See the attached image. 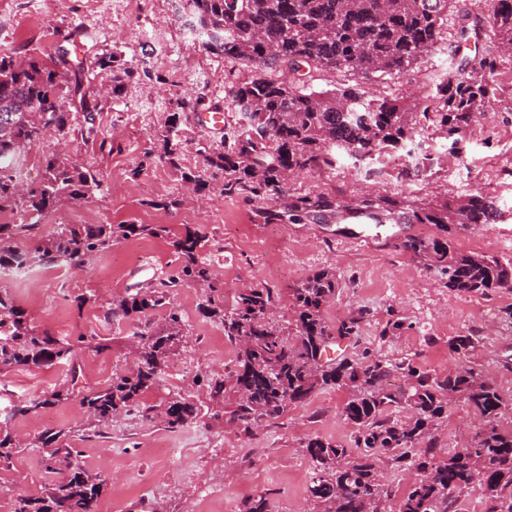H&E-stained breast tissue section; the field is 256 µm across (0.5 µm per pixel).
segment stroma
Listing matches in <instances>:
<instances>
[{
  "instance_id": "35a3bbf8",
  "label": "stroma",
  "mask_w": 512,
  "mask_h": 512,
  "mask_svg": "<svg viewBox=\"0 0 512 512\" xmlns=\"http://www.w3.org/2000/svg\"><path fill=\"white\" fill-rule=\"evenodd\" d=\"M478 0H455L443 24L436 47L407 69L386 77L338 70L314 72L315 90L355 86L363 92L408 102L424 97L435 75L466 65L476 54L495 57L492 83L496 102L492 110L471 127L463 144V157L448 155V140L435 129L417 137L422 154L431 158V175L409 180L405 186L421 197L457 198L483 189L498 199L504 214L494 224H480L457 234L453 245L464 253L485 254L512 263V55L501 53L490 25H483L481 47L463 46L464 16H480ZM87 28L82 49L66 39L76 26ZM27 45L33 54L54 57L67 54L83 76L100 84L92 62L95 56L115 52L134 68L135 76L120 97L104 101L97 113L96 134L84 139H60L46 133L20 148L21 178L32 186L44 178V154H75L92 162L102 186L84 204H62L40 216L41 235L17 239L18 247L35 251L42 234L59 224H165L173 232L199 229L206 237L202 255L218 277L225 305H232L240 288H269L278 293L275 321L287 332L296 329V314L289 297L291 288L312 272H335L339 290L324 318L336 327L358 310L368 313L357 341H333L325 360H339L368 349L391 363H412L434 376H446L461 363L451 350L456 336L471 333L478 343L468 362L501 392L505 406L498 423L512 429V289L488 294L449 291L436 269L426 268L414 256L395 248L392 241L355 245L325 230L320 224H282L270 229L252 223L251 211L240 198L223 195V175L207 170L198 152L201 143L219 140L221 133L190 122L177 129L181 164L204 169L207 182L202 202L184 201L175 210L151 208V201L178 195L183 187L178 170L161 160L143 165L179 95L202 92L213 100L224 98L230 77H244L245 65L229 63L210 53L196 34V21L185 0H0V51ZM166 75L157 83L155 74ZM111 139L113 151L98 150L101 138ZM139 176H132V169ZM360 165L341 158L333 180L303 176L293 182L298 193L328 192L339 198L361 196L367 184L358 180ZM177 256L167 239L118 241L81 270L62 264L31 262V276L40 279L31 287L28 279L0 283L30 323L60 337L95 334L111 339L110 352L83 357L82 386L94 388L124 368L123 344L130 335V320L107 317L113 297L159 282L173 274ZM95 295L94 305L77 307L74 298ZM202 292L182 288L173 303L188 329L184 346L171 356L160 388L144 396L145 403L160 404L173 393L207 406L206 378L230 375L235 353L220 354L209 337H223L224 330L200 311ZM401 318V333L387 338L379 331L389 317ZM66 368L23 367L0 374V421L10 420L19 437L46 430L60 431L65 442L77 448L86 469L107 479L108 490L99 512H196L200 502L223 494L224 512H238L248 498L267 495L271 512H317L310 488L315 473L303 453L308 439L320 437L350 445L353 428L339 412L348 398L343 388L315 391L306 402L289 406L278 418L253 432L224 421L202 419L175 429L132 412L114 421L101 433L87 432L79 396L43 409L24 419H10L18 399L51 390L62 382ZM464 400L453 401L438 430L442 448L463 447L480 427ZM166 454H158V446ZM50 480L39 451L21 453L13 470L0 471V512H13L16 500L40 495Z\"/></svg>"
}]
</instances>
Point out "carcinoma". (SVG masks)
Segmentation results:
<instances>
[{
  "mask_svg": "<svg viewBox=\"0 0 512 512\" xmlns=\"http://www.w3.org/2000/svg\"><path fill=\"white\" fill-rule=\"evenodd\" d=\"M210 37L207 49L240 61L255 74L224 89V109L242 112L244 123L224 124L220 145L198 149L206 167L224 172L222 192L251 205L256 224H432L435 237L406 235L399 248L440 269L448 290L481 292L512 288V267L487 255L456 251L453 237L470 224H489L502 217L496 201L473 192L456 201H425L403 193L377 192L339 199L329 194L297 195L291 181L299 173L313 174L337 164L344 153L359 161L403 152L411 155L420 120L448 137L459 153L466 131L495 104L488 79L496 59L484 57L470 68L441 76L430 100L410 108L398 98L367 97L345 87L315 91L309 71L399 72L435 45L453 0H186ZM487 20L500 36L501 47L512 51V5L481 0ZM93 66L119 96L134 71L114 54L95 57ZM177 105L161 134L159 158L178 167V143L167 132L197 112L217 108L203 93L176 99ZM79 104L86 134H94L93 113L100 103L83 72L68 65L66 56L44 60L27 52L0 54V208L23 206L41 216L62 201L77 203L99 190L98 172L90 166L51 153L44 157V179L19 191L21 169L17 150L40 139L47 129L67 137L77 128L68 105ZM181 181L195 191L205 188L204 171L180 172ZM37 224H0V268L27 266L32 256L13 245L29 236ZM169 238L180 260L177 271L154 287L112 299L108 315L129 319L141 352L134 366L115 372L104 384L86 390L81 405L93 431L112 424L124 413L138 411L146 419L161 418L174 429L203 419L190 399L175 394L159 405L143 401L144 393L163 381L171 355L186 342L185 324L171 295L185 286L205 292L202 310L224 329L237 346V368L229 377L208 385L207 415L224 416L249 432L281 416L288 406L305 402L322 388L349 391L341 416L355 429L351 449L313 438L305 456L317 477L311 495L318 512H387L395 491L384 480L380 463L413 471L395 512H453L460 493L481 486L487 512H502L512 499V430L499 427L503 406L498 388L463 365L444 377L432 376L410 363L393 365L364 351L336 362H321L333 338L357 336L364 312L349 316L326 330L324 309L336 296L338 281L320 269L289 296L296 310L297 340L284 336L270 319L276 293L269 288H243L224 308L215 277L201 256L205 237L195 229L176 235L158 224H59L42 238L37 258L81 269L119 240ZM163 309L165 320H151ZM476 347L471 336H457L451 349L465 360ZM112 351V342L99 336L71 341L32 326L10 294L0 290V373L19 367L65 364V379L48 392L22 398L11 417H26L48 405L67 401L80 385L82 353ZM408 380L406 389L389 383L394 370ZM235 402L224 408L225 394ZM462 398L482 420V427L464 448L441 456L436 434L448 404ZM27 448H38L45 469L59 478L39 496L19 498L14 512H98L106 479L80 465L79 452L63 443V433L44 431L25 441L10 424L0 422V471L14 467ZM240 512H270L266 495L242 502Z\"/></svg>",
  "mask_w": 512,
  "mask_h": 512,
  "instance_id": "obj_1",
  "label": "carcinoma"
}]
</instances>
